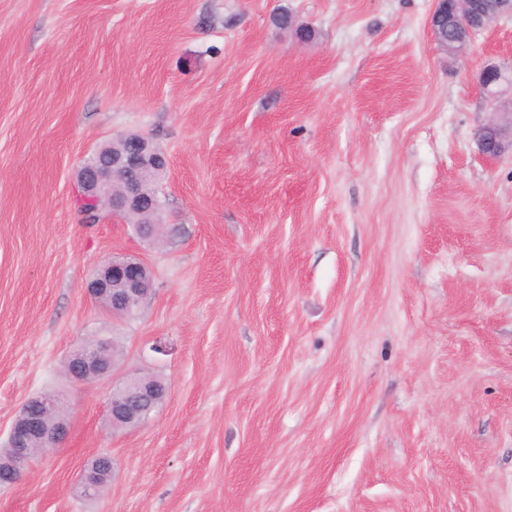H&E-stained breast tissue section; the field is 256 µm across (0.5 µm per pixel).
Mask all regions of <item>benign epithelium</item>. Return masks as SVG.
<instances>
[{
    "label": "benign epithelium",
    "mask_w": 512,
    "mask_h": 512,
    "mask_svg": "<svg viewBox=\"0 0 512 512\" xmlns=\"http://www.w3.org/2000/svg\"><path fill=\"white\" fill-rule=\"evenodd\" d=\"M512 18V0H498L496 8L484 12L472 5V0H435L429 27L433 41L458 59L467 57L476 38L492 23ZM478 86L492 108L494 118L482 125L477 133L481 154L496 158L512 152V67L488 63L479 72ZM124 147L112 148L107 143L96 150L99 163L83 165L79 181L84 190L83 200L93 211L108 212L123 219L130 215L149 216L159 206V196L147 188L145 179H136L141 171L150 174L167 170V155L148 138L139 134L121 137ZM148 266L136 259L114 255L103 261L86 281V293L93 301L112 299V318H127L137 311L150 288ZM108 342H101L92 351L77 352L66 362V372L76 381L89 384L115 376ZM119 394L110 398L107 415L112 429L122 431L141 423L145 402L165 400L168 386L158 385L147 376L124 377L118 383ZM62 404L56 394L46 392L29 398L21 413L11 424L7 442L13 448L12 466L16 478L27 471L33 453L48 451L60 445L68 424L67 417L57 415ZM110 462V456H99L94 465L81 472L77 487L86 488L97 471Z\"/></svg>",
    "instance_id": "benign-epithelium-1"
}]
</instances>
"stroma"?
<instances>
[{
	"label": "stroma",
	"instance_id": "stroma-1",
	"mask_svg": "<svg viewBox=\"0 0 512 512\" xmlns=\"http://www.w3.org/2000/svg\"><path fill=\"white\" fill-rule=\"evenodd\" d=\"M433 9L0 0V445L28 398L69 406L0 512H512V155L476 140L512 20L460 60ZM128 133L168 155L160 246L81 209ZM114 253L152 270L129 319L84 290ZM89 337L168 384L138 428L65 373ZM110 462V456L109 455H101L99 456L94 465L91 468H88L86 470H83L79 476L77 486L76 488H82L84 490L78 492L82 497L92 500L97 499L102 496L104 487L97 486V485H91L89 486V480L93 476H97V472L102 466L106 465ZM89 486V490H85L86 487Z\"/></svg>",
	"mask_w": 512,
	"mask_h": 512
}]
</instances>
